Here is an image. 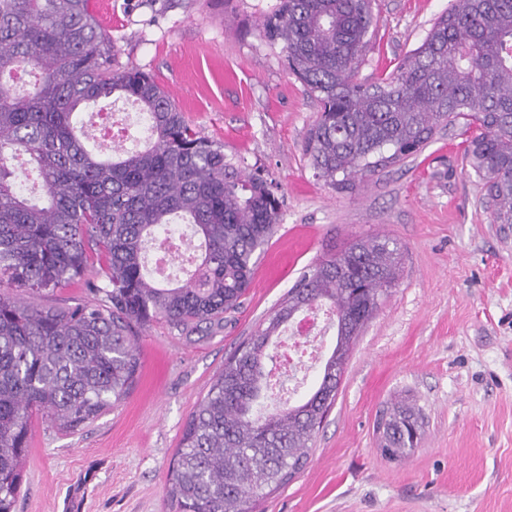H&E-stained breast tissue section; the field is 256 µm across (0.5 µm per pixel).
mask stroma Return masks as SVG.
I'll return each mask as SVG.
<instances>
[{"instance_id": "1", "label": "stroma", "mask_w": 512, "mask_h": 512, "mask_svg": "<svg viewBox=\"0 0 512 512\" xmlns=\"http://www.w3.org/2000/svg\"><path fill=\"white\" fill-rule=\"evenodd\" d=\"M102 2L118 66L149 73L202 136L242 169L264 170L278 185L280 222L222 325L135 326L141 368L126 397L74 434L33 420L15 512H172L169 466L225 360L304 271L370 235L397 243V285L358 337L305 464L253 498L251 512H512V224L494 221L468 135L436 131L422 152L336 191L304 151L320 105L258 32L276 0ZM451 2L372 0L377 26L360 79L388 77ZM139 111L110 98L84 106L82 119L89 128L113 114L136 150L150 141ZM98 270L91 261L82 280L33 301L95 302ZM320 370L303 359L265 406L301 397ZM400 400L420 409L423 427L417 447L390 460L375 422Z\"/></svg>"}]
</instances>
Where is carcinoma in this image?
Returning a JSON list of instances; mask_svg holds the SVG:
<instances>
[{
  "label": "carcinoma",
  "mask_w": 512,
  "mask_h": 512,
  "mask_svg": "<svg viewBox=\"0 0 512 512\" xmlns=\"http://www.w3.org/2000/svg\"><path fill=\"white\" fill-rule=\"evenodd\" d=\"M374 26L371 0H278L258 24L321 105L305 145L313 168L347 189L462 122L477 130L467 154L496 202L494 222L512 224V0H455L387 78L366 84L358 75ZM115 56L89 0H0V279L40 293L83 277L91 253L103 260L95 303L41 307L0 291V512H13L31 419L73 432L124 398L139 369L131 323L163 319L192 332L223 319L279 223L273 184L192 128L150 75L112 68ZM21 63L40 74L33 94L11 88ZM113 96L147 113L145 148L104 155L77 135L81 108ZM21 155L37 172L40 204L20 189ZM175 217L190 226L193 254L183 278L164 283L148 252ZM400 264L390 239L368 236L301 276L186 421L165 487L174 512H248L251 497L302 467ZM323 305L336 343L320 384L292 405L260 409L273 338ZM421 421L414 407L393 405L378 426L384 456L415 448Z\"/></svg>",
  "instance_id": "carcinoma-1"
}]
</instances>
